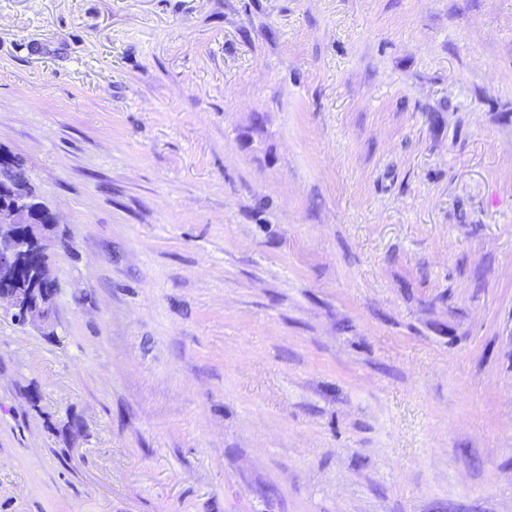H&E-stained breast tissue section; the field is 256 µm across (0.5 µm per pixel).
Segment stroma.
<instances>
[{
	"instance_id": "1",
	"label": "stroma",
	"mask_w": 512,
	"mask_h": 512,
	"mask_svg": "<svg viewBox=\"0 0 512 512\" xmlns=\"http://www.w3.org/2000/svg\"><path fill=\"white\" fill-rule=\"evenodd\" d=\"M0 150V512H512V0H0ZM29 187L25 182L11 188L0 184V316L2 312L9 314L20 326H49L55 313V278L48 250L61 241L59 222L52 209L37 201ZM37 216L41 217L40 224H35ZM17 224L29 225L26 238H19ZM27 269L30 287L23 279ZM37 291L51 301L31 302Z\"/></svg>"
}]
</instances>
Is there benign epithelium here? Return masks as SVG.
Segmentation results:
<instances>
[{
    "label": "benign epithelium",
    "instance_id": "7a95c632",
    "mask_svg": "<svg viewBox=\"0 0 512 512\" xmlns=\"http://www.w3.org/2000/svg\"><path fill=\"white\" fill-rule=\"evenodd\" d=\"M29 225L19 238L16 225ZM52 209L29 184H0V313L20 326L52 324L55 284L48 250L61 241Z\"/></svg>",
    "mask_w": 512,
    "mask_h": 512
}]
</instances>
